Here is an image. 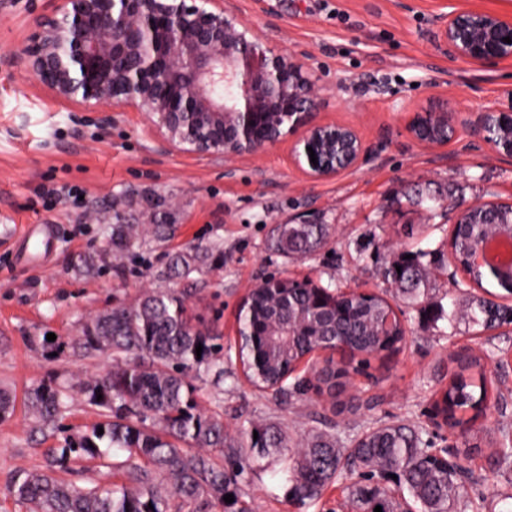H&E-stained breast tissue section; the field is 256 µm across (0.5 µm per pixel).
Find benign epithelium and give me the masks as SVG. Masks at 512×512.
Masks as SVG:
<instances>
[{
  "mask_svg": "<svg viewBox=\"0 0 512 512\" xmlns=\"http://www.w3.org/2000/svg\"><path fill=\"white\" fill-rule=\"evenodd\" d=\"M23 50L29 80L85 112L104 106L141 112L152 136L182 152L228 158L281 143L320 180L354 169L368 149L351 125L318 121L330 89L302 58L271 47L231 0H52ZM512 16L456 8L437 20L433 39L480 68L512 60ZM406 131L428 148L486 145L512 158V107L466 112L437 98L410 113ZM315 153L318 164L310 162ZM496 236L480 238L465 274L489 276L512 292V263L490 261Z\"/></svg>",
  "mask_w": 512,
  "mask_h": 512,
  "instance_id": "1",
  "label": "benign epithelium"
}]
</instances>
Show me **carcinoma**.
<instances>
[{
	"label": "carcinoma",
	"mask_w": 512,
	"mask_h": 512,
	"mask_svg": "<svg viewBox=\"0 0 512 512\" xmlns=\"http://www.w3.org/2000/svg\"><path fill=\"white\" fill-rule=\"evenodd\" d=\"M469 219L453 242L460 260L479 234L508 228L512 209L502 206L489 213L480 208ZM172 230L171 224H107L109 254L124 259L138 241L164 239ZM324 235L322 224H286L284 234L273 237L272 246L285 254L307 255L321 245ZM208 255L209 246L193 245L173 255L168 269L189 278L202 271ZM432 256L434 252L419 249L413 258L401 256L381 270L384 280L402 286L407 298L423 311L429 288L422 275V259ZM341 304L347 319L334 327L331 317L315 310L309 290L294 289L284 295L273 290L251 292L240 312L242 327L264 332L290 312H302L305 317L288 325L289 338L242 337L238 358L249 382L276 397H291L309 388L293 370L316 347L335 339L353 355L371 356L402 342L401 329L392 337L380 335L382 317L391 308L385 297L366 301L352 295ZM448 320L481 328L488 323L508 326L512 305L490 307L484 299L472 298L454 304ZM213 340L210 333L190 324L182 295L171 288L148 290L131 304L87 319L71 349L81 357L107 361L100 374L82 384V392L99 409L103 421L73 434L64 423L65 388L42 382L28 392L27 407L41 422V432L65 434V445L59 452L49 450L43 469L25 472L13 481V493L27 512H215L224 507V494L229 486L238 485L247 462L270 453L289 461L288 493L303 506L320 499L340 473L357 471L362 481L353 496L360 512H374L378 505L382 512H412L413 504L420 507L418 512H461L474 507L465 501L464 492L466 485L479 478L465 465L463 451L450 448L442 451L444 460L436 459L422 431L402 420L363 426L348 446L336 437V424L331 421L296 441L273 423L255 428L256 436L251 432L240 438L230 436L220 414L200 410L191 382L193 374L213 376L216 387L224 381L223 348ZM348 374V369L328 358L316 372L314 388L339 391ZM487 394L480 359L468 356L462 372L444 392L443 403L435 405L436 415L451 429L461 427L468 411H474L471 421L483 412L480 403ZM499 432L494 460L508 469L512 467V426L504 424ZM120 454L126 455L120 462L126 468L125 484L83 486L58 476L75 464ZM385 470L396 473V489L375 482Z\"/></svg>",
	"instance_id": "carcinoma-1"
}]
</instances>
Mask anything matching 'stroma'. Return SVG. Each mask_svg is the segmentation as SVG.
Masks as SVG:
<instances>
[{
    "label": "stroma",
    "instance_id": "stroma-1",
    "mask_svg": "<svg viewBox=\"0 0 512 512\" xmlns=\"http://www.w3.org/2000/svg\"><path fill=\"white\" fill-rule=\"evenodd\" d=\"M233 0L239 16L279 50L304 55L313 77L332 86L317 117L354 125L368 148L356 169L313 181L289 159V144L232 159L190 155L151 137L139 112H80L30 82L21 62L32 22L51 0H0V388L18 404L0 419V512H26L10 487L16 474L40 469L45 452L64 445L44 436L25 409L27 391L43 381L69 390L66 422L83 430L98 422L79 386L99 373V360L69 348L83 321L132 302L153 288H177L196 326L219 334L224 347V390L196 380L197 401L224 416L230 433L275 422L286 431L311 428L310 414L334 418L340 438L356 426L408 419L433 447L468 443L467 465L481 474L469 489L479 512H512V469L493 463L491 440L500 422L512 423V326L492 334L451 327L422 315L385 282L381 262L402 252H435L429 301L450 309L452 300L496 291L492 279L466 287V275L448 259L459 211L468 205L512 203V161L489 147L429 149L405 130L409 107L444 96L469 112L512 103V62L480 68L441 53L429 39L436 17L457 6L511 14L512 0ZM67 185L76 198L44 197V188ZM313 220L327 225L323 247L289 259L269 246L278 224ZM172 224L166 241L138 246L141 266L108 265L94 276L82 261L100 257L104 225ZM30 224H51L47 261L20 258L14 241ZM213 245L220 266L193 279L166 278L169 255L190 244ZM309 279L338 289L376 292L403 315L406 336L392 352L371 357L349 377L346 397L357 409L334 414L328 395L277 401L254 387L235 359L238 316L247 294L265 278ZM479 357L492 381L490 399L467 436L437 426L440 401L459 357ZM283 456L252 462L243 493L230 512H355L356 475L335 480L315 503L288 495Z\"/></svg>",
    "mask_w": 512,
    "mask_h": 512
}]
</instances>
